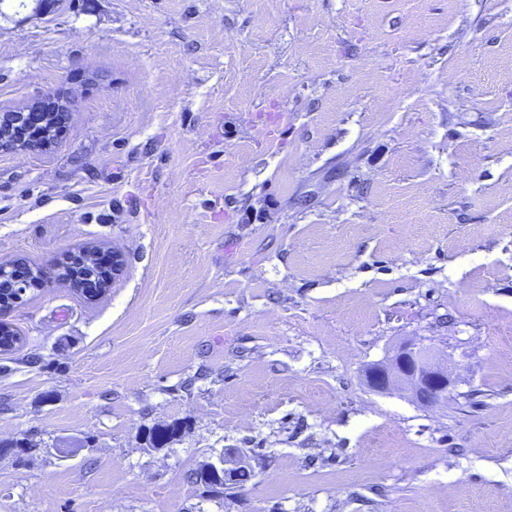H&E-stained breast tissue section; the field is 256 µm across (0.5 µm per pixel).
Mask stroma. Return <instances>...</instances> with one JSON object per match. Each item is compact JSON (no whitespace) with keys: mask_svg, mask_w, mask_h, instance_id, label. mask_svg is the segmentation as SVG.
<instances>
[{"mask_svg":"<svg viewBox=\"0 0 512 512\" xmlns=\"http://www.w3.org/2000/svg\"><path fill=\"white\" fill-rule=\"evenodd\" d=\"M0 0V512H512V0ZM86 244L123 274L85 300ZM433 347L447 403L365 369ZM177 432L157 442L153 433ZM29 443L20 451V443ZM227 448V490L192 481ZM29 112H39L37 113L43 119L45 123L46 119V111H42L41 103L36 102L32 103L26 108L20 111L13 112H3L0 113V153H12L21 150H27L30 148H47L50 145L51 140H44L38 144H28L22 141H15L12 138V125H16L24 120ZM242 468H253V459L249 455L239 451L235 448L226 449V451L219 455L215 461H208L202 465V472L210 476L212 479L223 482L227 480L231 482L225 485H241L245 482L250 481L254 477V472H242L238 479H228L229 475H232L238 469Z\"/></svg>","mask_w":512,"mask_h":512,"instance_id":"stroma-1","label":"stroma"}]
</instances>
